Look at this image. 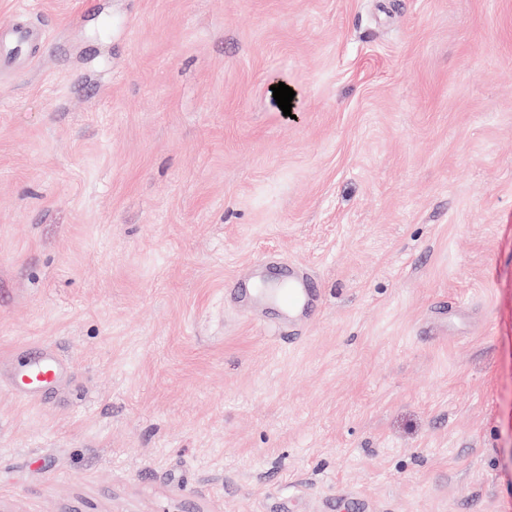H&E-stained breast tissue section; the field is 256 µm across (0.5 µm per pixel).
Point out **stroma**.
<instances>
[{
  "mask_svg": "<svg viewBox=\"0 0 512 512\" xmlns=\"http://www.w3.org/2000/svg\"><path fill=\"white\" fill-rule=\"evenodd\" d=\"M20 10L0 512H512V0ZM261 254L316 317L250 299ZM284 288H276L275 300L288 320L295 321L311 314L317 303L312 290V275L304 267L292 266L284 272ZM55 373L56 366L49 354L31 359L23 368L24 381L28 385L52 383L55 379Z\"/></svg>",
  "mask_w": 512,
  "mask_h": 512,
  "instance_id": "1",
  "label": "stroma"
}]
</instances>
